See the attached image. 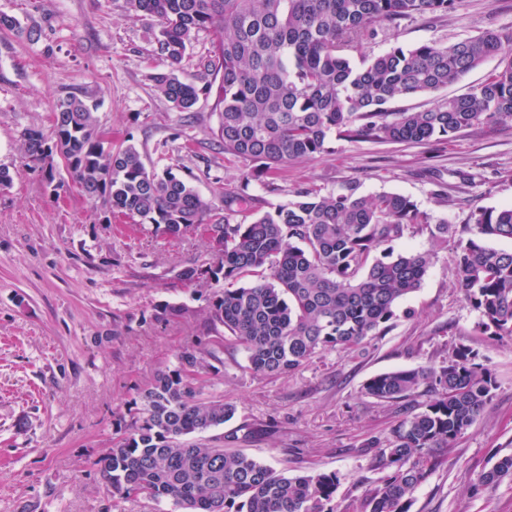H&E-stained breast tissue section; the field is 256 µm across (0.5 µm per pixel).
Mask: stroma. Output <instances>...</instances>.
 Returning a JSON list of instances; mask_svg holds the SVG:
<instances>
[{
	"label": "stroma",
	"mask_w": 512,
	"mask_h": 512,
	"mask_svg": "<svg viewBox=\"0 0 512 512\" xmlns=\"http://www.w3.org/2000/svg\"><path fill=\"white\" fill-rule=\"evenodd\" d=\"M0 12L21 24L0 35V168L13 178L0 190V512H107L92 460L108 447L137 388L173 367L204 329L210 289L177 273L212 262L207 235L170 239L149 224L105 223L65 167L52 185L28 167L24 130L50 132L57 99L74 89L95 104L106 142L136 145L147 168L192 175L216 210L228 192L252 196L264 212L306 188L352 186L407 196L454 229L445 241L423 230L397 242L400 250L433 251L432 263L391 329L358 351H327L267 378L248 371L243 352L225 339L224 366L210 390L235 413L198 442L217 445L233 431L236 449L277 472H336V510L354 512L363 484L384 475L371 442L386 439L400 417L398 404L365 395L364 383L392 369L440 364L463 343L491 370L493 398L418 489L410 512H512L510 479L490 494L469 493L496 453L512 451V337L479 327L453 257L458 240L471 235L473 211L512 206V120L425 145L336 141L331 152L282 166L267 184L252 178L251 163L220 149L214 97L200 96L181 112L155 90L150 76L164 68L151 56L157 23L130 16L124 0H0ZM34 24L42 28L36 41L26 33ZM490 27L512 30V0H464L442 22L385 30L366 52L453 43ZM497 65L487 60L444 90L391 107L432 108L467 93ZM181 131L191 144L178 139ZM165 304L186 311L163 320L157 313Z\"/></svg>",
	"instance_id": "35a3bbf8"
}]
</instances>
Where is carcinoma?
<instances>
[{
  "instance_id": "cac0c4a2",
  "label": "carcinoma",
  "mask_w": 512,
  "mask_h": 512,
  "mask_svg": "<svg viewBox=\"0 0 512 512\" xmlns=\"http://www.w3.org/2000/svg\"><path fill=\"white\" fill-rule=\"evenodd\" d=\"M125 3L157 21L153 55L166 69L152 74L156 89L179 111L216 93L224 154L252 162L262 182L288 162L328 152L333 140L426 144L512 119L511 30L364 54L383 29L438 21L463 0ZM208 28L220 33L214 55L196 64L201 72L187 73V51ZM497 56L499 66L464 95L421 112L389 108L400 97L443 90ZM95 109L77 91L60 97L50 134L23 132L25 158L51 184L54 158L61 157L105 212L168 237L212 219L207 228L220 244L215 261L185 268L178 278L224 283L209 294L204 336L137 389L128 416L113 422L111 446L93 461L111 508L147 499L175 512H335L336 472L288 476L244 452L194 441L235 413L223 398L203 395L224 364L214 344L229 332L246 368L262 377L288 374L326 351L358 349L389 329L401 300L421 287L434 253L397 252L394 244L430 227L432 216L404 195H360L350 187L301 190L247 224L233 221L240 198L226 194L224 215L214 218L191 176L147 169L132 144L115 152L105 146ZM470 220L474 236L455 256L459 290L484 329L512 336V251L483 244L512 239V207L481 209ZM423 387L429 399L406 408L385 441L370 442L386 474L365 490L361 512H409L416 491L485 411L496 382L479 352L459 344L438 367L380 373L363 390L397 403ZM505 478L512 479V453L499 456L470 494L484 495Z\"/></svg>"
}]
</instances>
